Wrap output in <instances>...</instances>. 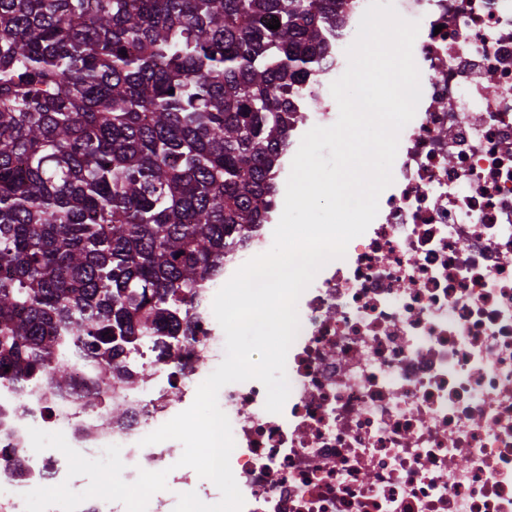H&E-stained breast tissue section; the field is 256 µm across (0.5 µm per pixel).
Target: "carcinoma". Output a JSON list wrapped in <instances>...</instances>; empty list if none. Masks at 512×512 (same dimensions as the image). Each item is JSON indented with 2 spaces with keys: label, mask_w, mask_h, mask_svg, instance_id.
<instances>
[{
  "label": "carcinoma",
  "mask_w": 512,
  "mask_h": 512,
  "mask_svg": "<svg viewBox=\"0 0 512 512\" xmlns=\"http://www.w3.org/2000/svg\"><path fill=\"white\" fill-rule=\"evenodd\" d=\"M340 8L0 0V379L61 388L65 349L110 385L169 355L266 222L290 98Z\"/></svg>",
  "instance_id": "carcinoma-1"
}]
</instances>
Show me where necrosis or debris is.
<instances>
[{
  "label": "necrosis or debris",
  "mask_w": 512,
  "mask_h": 512,
  "mask_svg": "<svg viewBox=\"0 0 512 512\" xmlns=\"http://www.w3.org/2000/svg\"><path fill=\"white\" fill-rule=\"evenodd\" d=\"M393 2L420 24L422 87L393 182L366 232L297 302L282 413L265 410L256 380L218 393L243 512H512V0ZM367 5L343 0L332 63L298 95L296 131L336 122L329 80L345 72ZM273 230L259 225L225 256L181 348L146 352L134 383L101 387L95 406L78 399L89 372L69 353L73 382L61 393L40 378L0 382V512H25L24 493L49 479L88 485L69 477L60 451L33 450L32 427L62 432L91 459L120 446L129 483L169 470L171 490L148 512H173L194 487L219 500L193 469L173 468L179 442L141 440L187 409L223 360L214 296L271 248Z\"/></svg>",
  "instance_id": "necrosis-or-debris-1"
}]
</instances>
